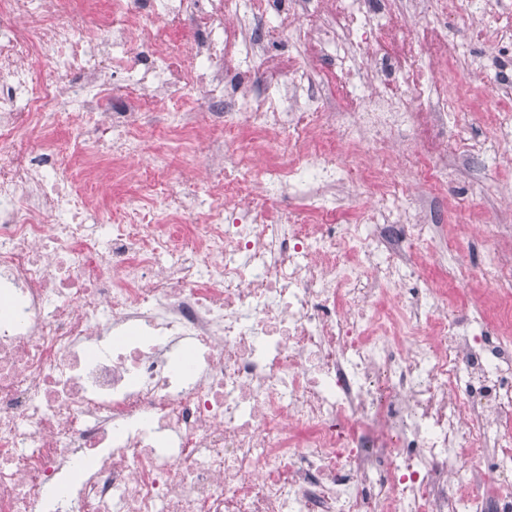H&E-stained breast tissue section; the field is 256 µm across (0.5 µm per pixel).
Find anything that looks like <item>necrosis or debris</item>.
<instances>
[{"mask_svg":"<svg viewBox=\"0 0 512 512\" xmlns=\"http://www.w3.org/2000/svg\"><path fill=\"white\" fill-rule=\"evenodd\" d=\"M410 16L512 49V0H0V512H512V294L491 321L415 262L449 149L512 145V83L448 141L468 43ZM104 168L137 185L107 219Z\"/></svg>","mask_w":512,"mask_h":512,"instance_id":"4bbe7bcc","label":"necrosis or debris"}]
</instances>
